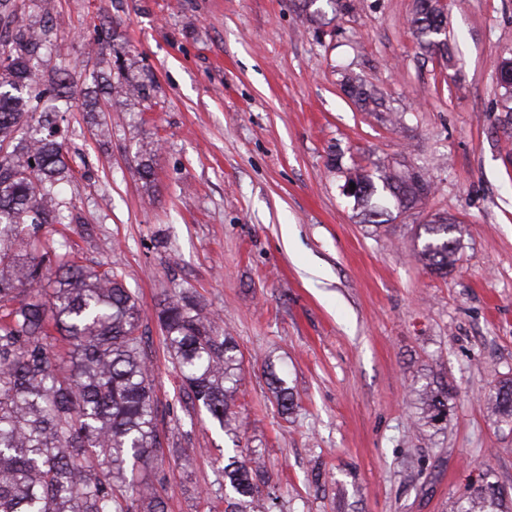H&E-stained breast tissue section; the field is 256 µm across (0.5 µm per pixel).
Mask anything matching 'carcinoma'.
<instances>
[{
  "instance_id": "cac0c4a2",
  "label": "carcinoma",
  "mask_w": 512,
  "mask_h": 512,
  "mask_svg": "<svg viewBox=\"0 0 512 512\" xmlns=\"http://www.w3.org/2000/svg\"><path fill=\"white\" fill-rule=\"evenodd\" d=\"M441 0H416L411 25L427 45L437 44ZM50 42L48 25L16 18L11 0H0V512H166L156 486L136 478V466L162 450L153 401L147 338L140 331L135 295L112 269L71 259L66 243L47 250L36 234L60 224L66 202L61 184L70 169L47 97L70 89L58 67L49 83L33 68ZM143 88L123 69L111 96L140 98ZM345 93L366 107L374 102L352 81ZM154 143L139 150L141 178L150 182ZM384 188L408 207L429 191L413 174ZM451 226L427 224L433 239L422 249L429 267L448 272L455 263ZM57 268L51 296L45 271ZM166 346L186 396L224 428L240 366L237 346L206 308L183 292L168 297L158 313ZM70 345L67 363L51 355V332ZM421 420L433 426L448 416L449 390L427 382L418 389ZM492 413L512 423V379L491 388ZM232 500L224 512H247L258 492L257 474L240 461L224 466ZM459 512H504L489 488L475 489Z\"/></svg>"
}]
</instances>
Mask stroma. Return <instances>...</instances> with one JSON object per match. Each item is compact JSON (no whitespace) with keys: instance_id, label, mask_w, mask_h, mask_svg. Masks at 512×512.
Here are the masks:
<instances>
[{"instance_id":"stroma-1","label":"stroma","mask_w":512,"mask_h":512,"mask_svg":"<svg viewBox=\"0 0 512 512\" xmlns=\"http://www.w3.org/2000/svg\"><path fill=\"white\" fill-rule=\"evenodd\" d=\"M415 0H354L326 25L294 0H14L48 21L39 69L68 68L64 127L75 220L43 226L82 264H110L149 338L167 512H210L221 469L260 471L273 512H456L490 483L512 508V424L485 396L512 378V123L498 65L512 0H443L448 51L423 48ZM146 84L131 105L85 108L96 74ZM377 100L346 96L345 76ZM157 149L154 180L137 150ZM360 171L420 175L426 197L369 222L342 187ZM454 224L447 276L420 257L425 225ZM182 290L241 355L226 429L182 391L158 322ZM286 379L283 411L270 373ZM453 391L419 421L418 380ZM193 449L191 464L175 451Z\"/></svg>"}]
</instances>
